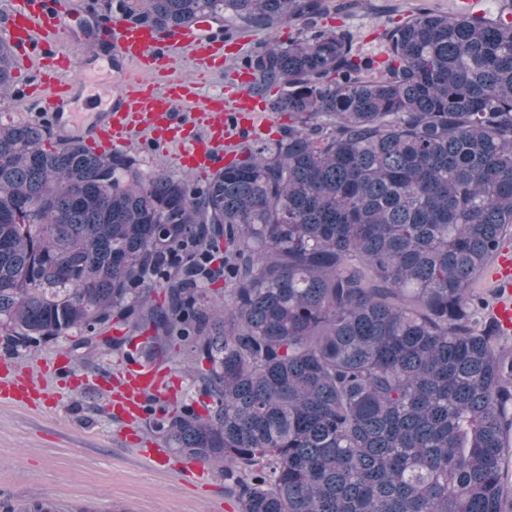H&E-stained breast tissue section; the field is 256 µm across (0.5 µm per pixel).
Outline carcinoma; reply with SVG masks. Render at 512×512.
<instances>
[{"label": "carcinoma", "instance_id": "cac0c4a2", "mask_svg": "<svg viewBox=\"0 0 512 512\" xmlns=\"http://www.w3.org/2000/svg\"><path fill=\"white\" fill-rule=\"evenodd\" d=\"M115 0L159 31L307 22L326 0ZM421 9L377 64L342 29L242 58L288 115L201 186L0 125V334L156 361L206 414H149L240 512H512V349L478 290L512 233V0ZM13 58L0 42V94ZM224 282V287L215 284ZM161 295L153 296L155 287ZM118 324L112 342L100 330Z\"/></svg>", "mask_w": 512, "mask_h": 512}]
</instances>
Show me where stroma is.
<instances>
[{"mask_svg": "<svg viewBox=\"0 0 512 512\" xmlns=\"http://www.w3.org/2000/svg\"><path fill=\"white\" fill-rule=\"evenodd\" d=\"M327 13L309 23V30L341 28L355 38L356 50L381 62L386 58L385 31L417 9L447 11L448 0H327ZM67 17L61 39L72 54V76L82 69L93 75L92 88L109 102L116 88L101 40L98 19L107 14L106 0H66ZM109 58V57H108ZM159 370L166 395L155 409L198 406L199 397L188 364L180 351ZM51 407L25 413L0 405V512H28L39 502L56 512H85V504L109 512H238L235 499L224 493V474L209 468L205 484L187 487L173 471L146 466L143 448L162 442L143 423L125 425L114 418L108 400L51 384Z\"/></svg>", "mask_w": 512, "mask_h": 512, "instance_id": "35a3bbf8", "label": "stroma"}]
</instances>
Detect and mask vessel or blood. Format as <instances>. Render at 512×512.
<instances>
[{"label": "vessel or blood", "mask_w": 512, "mask_h": 512, "mask_svg": "<svg viewBox=\"0 0 512 512\" xmlns=\"http://www.w3.org/2000/svg\"><path fill=\"white\" fill-rule=\"evenodd\" d=\"M61 0H11L4 33L18 67L26 71L24 97L48 123L60 120L59 108L74 88H88L87 75L71 77L72 59L58 46ZM99 27L111 51L124 59L128 70L117 75V99L99 111L96 95L85 104L95 115L87 126L91 143L107 150L127 146L135 136L161 149L175 150L183 169L206 172L231 161L243 133L258 136L273 116L251 89L249 78L237 72L236 81L217 93L202 94L197 83L176 76V54L187 56L199 71L222 70L223 36H209L195 22L168 33L129 23L116 14ZM496 290L491 315L503 334H512V250L497 255L486 273ZM10 357L0 358V400L29 411L48 401L47 380L64 381L70 368L63 355L44 360L37 371L12 372ZM83 389L106 395L118 417L131 424L144 418L151 401L162 396L156 362L128 360L113 380L79 377Z\"/></svg>", "instance_id": "1"}]
</instances>
